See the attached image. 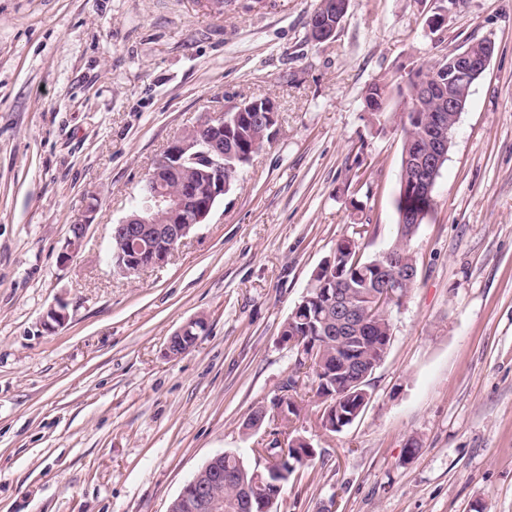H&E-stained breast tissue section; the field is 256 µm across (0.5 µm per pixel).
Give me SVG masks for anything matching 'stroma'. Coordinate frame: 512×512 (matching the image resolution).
Returning <instances> with one entry per match:
<instances>
[{"instance_id": "stroma-1", "label": "stroma", "mask_w": 512, "mask_h": 512, "mask_svg": "<svg viewBox=\"0 0 512 512\" xmlns=\"http://www.w3.org/2000/svg\"><path fill=\"white\" fill-rule=\"evenodd\" d=\"M318 3L0 0V512H168L214 455L254 463L269 430L244 424L292 374L315 455L277 512H512V0H350L323 43ZM484 37L370 402L327 432L281 325L359 224L366 255L394 242L409 74ZM262 97L276 135L206 223L115 275L112 226L167 144ZM198 320L199 318L190 319L171 336L169 343L167 345V353L169 354V356H179L184 354L188 349H190V347L194 343L192 342V339H195L196 336L187 335H190L192 327H196V322ZM200 321L204 322V325L197 323V326L200 327V330L192 328V333L197 336H199L200 332L205 330V321L203 319H201Z\"/></svg>"}]
</instances>
